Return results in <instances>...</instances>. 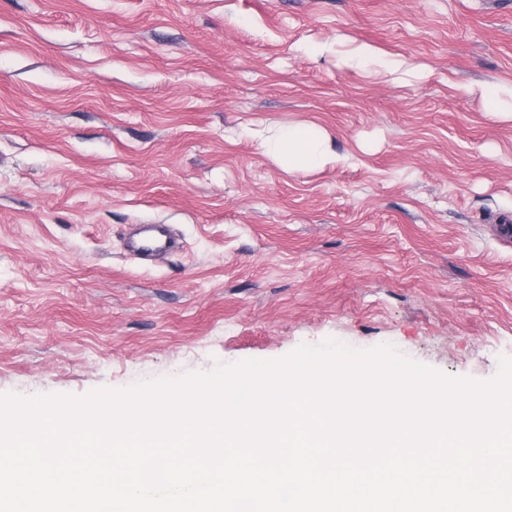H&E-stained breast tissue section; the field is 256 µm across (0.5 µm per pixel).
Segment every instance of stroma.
<instances>
[{"instance_id":"obj_1","label":"stroma","mask_w":512,"mask_h":512,"mask_svg":"<svg viewBox=\"0 0 512 512\" xmlns=\"http://www.w3.org/2000/svg\"><path fill=\"white\" fill-rule=\"evenodd\" d=\"M368 44L406 75L340 64ZM512 0H0V396L301 344L512 358ZM311 124L343 163L291 167ZM179 248L138 259L134 225ZM480 94L484 103L485 111L491 116L498 117H510L512 118L511 112H505L507 101L506 98L512 99V87L507 89L500 84H486L481 87ZM268 154L291 164L323 166L339 162L327 139L314 127L304 124L281 127L277 135L264 143Z\"/></svg>"}]
</instances>
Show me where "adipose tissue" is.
<instances>
[{"label": "adipose tissue", "mask_w": 512, "mask_h": 512, "mask_svg": "<svg viewBox=\"0 0 512 512\" xmlns=\"http://www.w3.org/2000/svg\"><path fill=\"white\" fill-rule=\"evenodd\" d=\"M265 148L275 159L291 164L322 166L338 159L327 139L304 124L281 127L273 139L266 141Z\"/></svg>", "instance_id": "obj_1"}]
</instances>
